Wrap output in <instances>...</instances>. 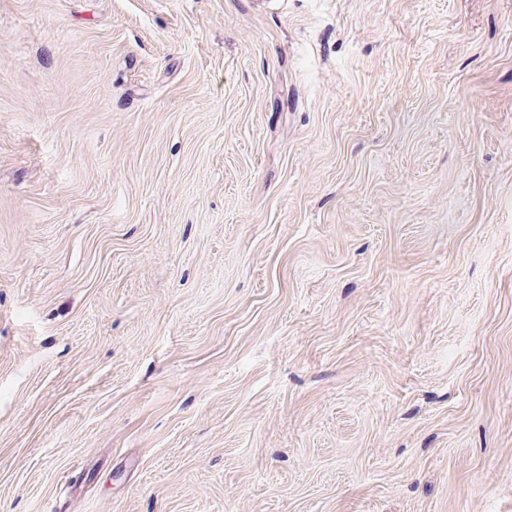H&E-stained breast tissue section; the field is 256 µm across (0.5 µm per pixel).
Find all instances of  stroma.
<instances>
[{
	"mask_svg": "<svg viewBox=\"0 0 512 512\" xmlns=\"http://www.w3.org/2000/svg\"><path fill=\"white\" fill-rule=\"evenodd\" d=\"M0 512H512V0H0Z\"/></svg>",
	"mask_w": 512,
	"mask_h": 512,
	"instance_id": "1",
	"label": "stroma"
}]
</instances>
